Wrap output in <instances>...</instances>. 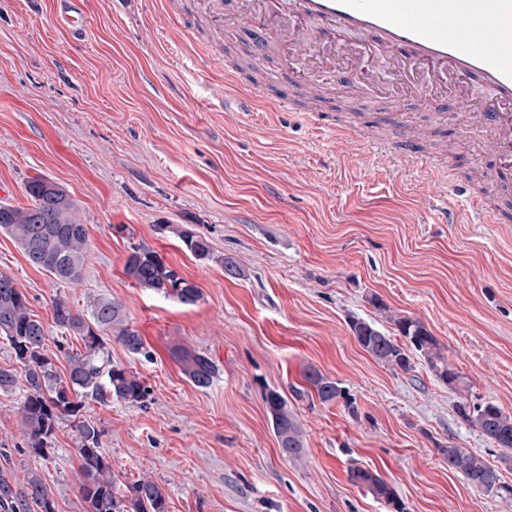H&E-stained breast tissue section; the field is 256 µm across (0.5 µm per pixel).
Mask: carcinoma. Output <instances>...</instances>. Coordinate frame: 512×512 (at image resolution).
I'll use <instances>...</instances> for the list:
<instances>
[{
	"mask_svg": "<svg viewBox=\"0 0 512 512\" xmlns=\"http://www.w3.org/2000/svg\"><path fill=\"white\" fill-rule=\"evenodd\" d=\"M29 204H0V231L12 237L26 260L55 280L78 283L84 272L88 246L86 225L78 218L74 200L50 186V179L37 177L26 188ZM198 260L211 258L208 239L191 230L178 232ZM123 271L136 285L155 294L173 298L183 305H194L201 293L197 285L182 276L154 248L132 243ZM53 319L62 340L50 349L44 324L30 308L27 295L15 280L0 272V342L6 344L15 360L9 368L0 367V391L21 389L24 399L20 413L27 435L29 454L46 458L53 450L59 426L67 423L77 436L80 459L79 493L83 512H167L166 494L156 481L143 477L120 489L101 439L103 431L87 417L90 401L100 404L114 400L142 407L149 392L138 374L112 363L105 335L110 333L125 349L148 356L140 334L126 321L121 303L100 297L90 306L89 316L73 311L61 297L53 300ZM392 333L374 323L354 319L350 322L357 344L376 361L403 371L412 369L411 354L424 358L434 376L450 388L465 385L463 376L440 352L437 339L419 319L391 314ZM73 336L81 342L77 349L65 348L63 339ZM182 373L197 387L211 385L215 365L206 356L184 346L174 348ZM67 361L66 377L56 367L58 354ZM304 378L324 403L346 398L340 383L309 369ZM264 400L280 452L290 460L303 457L302 428L288 408V400L269 390ZM457 412L468 425L504 453L500 463L512 466V416L495 403L483 401L458 404ZM448 469L461 474L468 485L480 492L512 499V484L503 480L500 468L483 457L450 442L440 449ZM354 484L365 488L391 512H406L395 488L377 472L363 467L350 470ZM0 512H57L51 488L40 474L30 471L20 482L12 467H0Z\"/></svg>",
	"mask_w": 512,
	"mask_h": 512,
	"instance_id": "obj_1",
	"label": "carcinoma"
}]
</instances>
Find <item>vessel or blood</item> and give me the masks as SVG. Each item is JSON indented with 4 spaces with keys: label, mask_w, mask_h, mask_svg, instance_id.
Instances as JSON below:
<instances>
[{
    "label": "vessel or blood",
    "mask_w": 512,
    "mask_h": 512,
    "mask_svg": "<svg viewBox=\"0 0 512 512\" xmlns=\"http://www.w3.org/2000/svg\"><path fill=\"white\" fill-rule=\"evenodd\" d=\"M307 33L299 41L305 54L340 43L341 34H376L375 46L363 55H385L414 89L425 90L445 75L489 87L493 96L475 103L476 117L491 135L485 145L497 160L483 170L477 197L470 203L488 223L506 224L512 217L485 207L500 182L512 178V0H292ZM85 0H56L54 21L72 39L86 31ZM367 157L419 169L439 168L433 157L412 146L372 143Z\"/></svg>",
    "instance_id": "obj_1"
}]
</instances>
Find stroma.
<instances>
[{
  "label": "stroma",
  "instance_id": "stroma-1",
  "mask_svg": "<svg viewBox=\"0 0 512 512\" xmlns=\"http://www.w3.org/2000/svg\"><path fill=\"white\" fill-rule=\"evenodd\" d=\"M223 2L217 39L202 0H86L77 42L55 25L54 0H0V202L27 205L26 185L42 175L66 189L88 228L78 284L33 268L2 233L0 271L26 292L50 339L61 336L58 296L84 315L93 298L117 300L142 336V356L108 346L113 364L146 381L149 404L88 409L120 483L154 479L168 512H389L350 480L361 466L386 479L407 512H512V500L473 491L440 452L453 442L498 464L500 448L455 407L490 401L512 415V223H479L465 207L461 184L485 157L468 106L449 94L405 96L394 125L384 101L333 95L311 122L298 111L307 84L334 87L337 74L297 64L299 82L275 81L297 57L280 42L260 73L226 80L255 36L240 21L245 0ZM205 45L222 69L193 65ZM282 99L296 111H275ZM340 125L425 152L444 146L452 186L408 168L378 176L337 136ZM447 204L459 223H442ZM187 229L208 238L211 259L186 250L178 233ZM133 240L194 281L201 299L187 306L127 279ZM226 256L243 278L225 275ZM391 313L425 323L464 387L442 384L423 358L405 372L358 346L351 320L389 332ZM177 345L213 361L209 387L183 375ZM310 367L341 383L358 416L320 401L304 381ZM270 389L300 421L301 460L280 453ZM21 400L0 394V448L17 479L40 472L58 512H82L73 432L57 430L47 458L25 453Z\"/></svg>",
  "mask_w": 512,
  "mask_h": 512
}]
</instances>
